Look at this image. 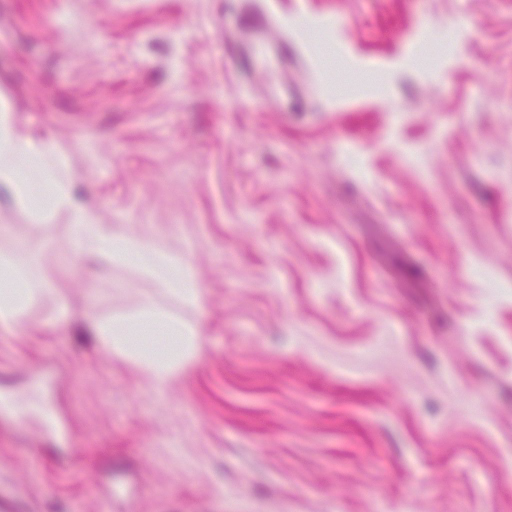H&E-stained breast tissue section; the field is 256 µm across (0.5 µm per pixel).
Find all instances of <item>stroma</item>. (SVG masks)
Here are the masks:
<instances>
[{
	"label": "stroma",
	"instance_id": "obj_1",
	"mask_svg": "<svg viewBox=\"0 0 512 512\" xmlns=\"http://www.w3.org/2000/svg\"><path fill=\"white\" fill-rule=\"evenodd\" d=\"M0 101L201 288L0 187V258L50 286L0 394L40 374L68 425L0 423L32 512H512V0H0ZM151 303L203 336L161 390L84 318Z\"/></svg>",
	"mask_w": 512,
	"mask_h": 512
}]
</instances>
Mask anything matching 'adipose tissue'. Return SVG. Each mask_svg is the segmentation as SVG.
Returning <instances> with one entry per match:
<instances>
[{"mask_svg": "<svg viewBox=\"0 0 512 512\" xmlns=\"http://www.w3.org/2000/svg\"><path fill=\"white\" fill-rule=\"evenodd\" d=\"M0 186L20 202L43 199L49 210L67 212L72 221V244L81 258L99 264L137 261L162 294L199 305L200 288L192 268L153 243L113 231L111 225L99 222L92 209L78 204L71 191L66 155L49 141L21 134L13 113L2 102ZM42 289V283L30 278L1 286L0 324L22 321ZM93 324L99 347L110 351L113 360L136 365L158 389L164 388L175 369L201 347L198 326L159 310L135 318H97Z\"/></svg>", "mask_w": 512, "mask_h": 512, "instance_id": "adipose-tissue-1", "label": "adipose tissue"}]
</instances>
